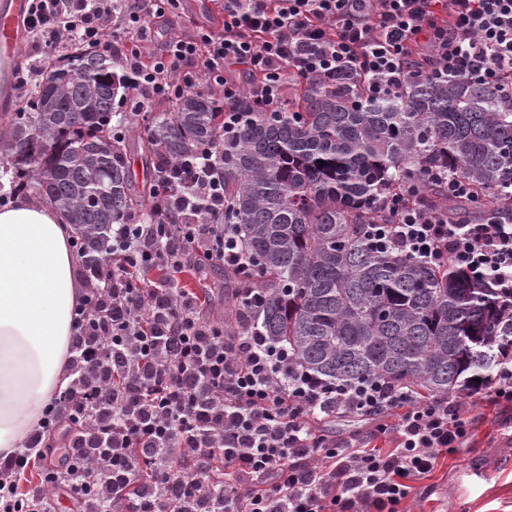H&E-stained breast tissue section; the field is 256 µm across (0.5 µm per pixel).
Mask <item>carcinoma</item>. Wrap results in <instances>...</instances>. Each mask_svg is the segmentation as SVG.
I'll use <instances>...</instances> for the list:
<instances>
[{"instance_id": "carcinoma-1", "label": "carcinoma", "mask_w": 512, "mask_h": 512, "mask_svg": "<svg viewBox=\"0 0 512 512\" xmlns=\"http://www.w3.org/2000/svg\"><path fill=\"white\" fill-rule=\"evenodd\" d=\"M124 82L112 57L74 49L31 87L23 111L0 121L7 162L0 173L26 175L32 193L66 217L99 294L91 327L74 336L77 356L62 398L46 409L20 459L0 469L6 478L24 473L28 451L66 426L68 457L28 482L20 500L26 512L43 508L55 487L68 488L80 512H117L129 498L144 509L174 492L165 480L173 449L112 448V423L120 420L112 388L174 360L160 344L146 361L112 362V288L100 283V265L112 257V225L154 218L112 138V104ZM235 109L240 123L224 142L227 223L237 225L252 256L260 302L246 304L236 274L224 269V287L234 289L224 303V335L242 333L246 316L250 331L288 347L301 370L332 382L383 378L420 400L486 384L499 351L512 347V312L492 283L452 264L434 268L378 250L365 228L392 223L384 198L410 177L418 181L414 203L450 224L483 220L490 198L511 210L512 108L483 85L419 80L386 100L318 83L277 112L245 92ZM223 126L216 95H183L144 134L153 173L217 141ZM442 173L467 179L475 200L449 199L435 178ZM115 451L145 466L128 493L113 473ZM180 458L191 477L196 449H181Z\"/></svg>"}]
</instances>
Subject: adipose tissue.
Returning <instances> with one entry per match:
<instances>
[{"label":"adipose tissue","mask_w":512,"mask_h":512,"mask_svg":"<svg viewBox=\"0 0 512 512\" xmlns=\"http://www.w3.org/2000/svg\"><path fill=\"white\" fill-rule=\"evenodd\" d=\"M71 227L16 197L0 209V457L22 451L44 406L69 383L80 294Z\"/></svg>","instance_id":"ef3b65f1"}]
</instances>
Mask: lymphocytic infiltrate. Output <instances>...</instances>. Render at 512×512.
Masks as SVG:
<instances>
[{"label":"lymphocytic infiltrate","mask_w":512,"mask_h":512,"mask_svg":"<svg viewBox=\"0 0 512 512\" xmlns=\"http://www.w3.org/2000/svg\"><path fill=\"white\" fill-rule=\"evenodd\" d=\"M172 19L165 0L122 9L117 0H28L25 23L49 51L65 36L105 54L121 45L127 89L145 99L215 90L227 112L246 90L274 111L290 84L353 83L382 98L400 96L415 80L452 79L493 85L512 105V0H224L222 30L170 36L145 52L149 26ZM412 57L420 67L408 68ZM417 192L412 183L386 200L394 221L369 226L374 247L456 264L491 278L512 302V217L494 209L483 223L451 224L412 206ZM149 199L154 222L115 225L117 259L100 268L112 283V357L124 359L133 336L138 357L163 340L176 346L177 361L124 391L126 418L113 437L190 448L197 435L222 426L223 445L201 454L223 465L225 481L251 480L225 492L222 512H400L411 481L466 436L463 405L449 397L418 401L376 377L353 384L313 377L293 366L287 347L225 336L200 320L197 297L146 283L144 267L162 263L175 275L195 252L235 266L241 293L250 294V256L224 222L223 141L159 174ZM171 214L183 223H169ZM347 413L396 434V448L355 439L340 450L325 444L315 422Z\"/></svg>","instance_id":"obj_1"}]
</instances>
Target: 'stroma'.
<instances>
[{"label": "stroma", "instance_id": "35a3bbf8", "mask_svg": "<svg viewBox=\"0 0 512 512\" xmlns=\"http://www.w3.org/2000/svg\"><path fill=\"white\" fill-rule=\"evenodd\" d=\"M224 15L219 0H182L177 25L158 28L156 39L166 34L186 35L205 25L221 29ZM171 102L140 100L119 90L115 112L131 116L140 129L150 125L153 117L169 111ZM138 133H126L124 147L135 176L136 188L149 192L153 183L152 168L146 160ZM179 287L196 295L202 304L201 317L214 325L222 324L224 290L193 266L183 267L176 276ZM470 406L469 431L455 448L438 457L425 478L413 481L403 512H512V407L491 404L480 394L466 395ZM318 434L339 445L356 438L368 447L387 450L395 447L393 435H379L370 419L345 414L317 425Z\"/></svg>", "mask_w": 512, "mask_h": 512}]
</instances>
